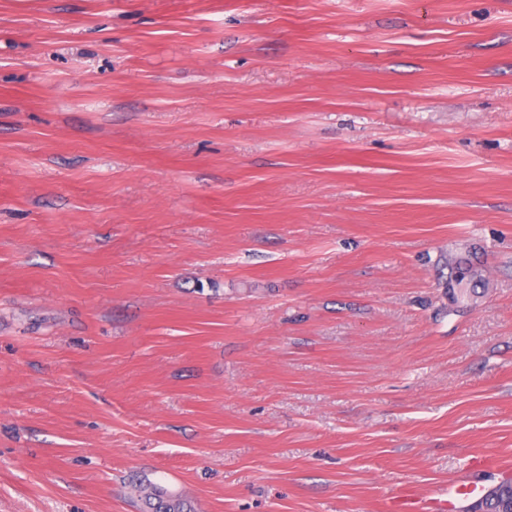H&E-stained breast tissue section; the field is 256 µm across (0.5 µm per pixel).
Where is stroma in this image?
Segmentation results:
<instances>
[{
  "label": "stroma",
  "mask_w": 512,
  "mask_h": 512,
  "mask_svg": "<svg viewBox=\"0 0 512 512\" xmlns=\"http://www.w3.org/2000/svg\"><path fill=\"white\" fill-rule=\"evenodd\" d=\"M509 463L512 0H0V512Z\"/></svg>",
  "instance_id": "stroma-1"
}]
</instances>
